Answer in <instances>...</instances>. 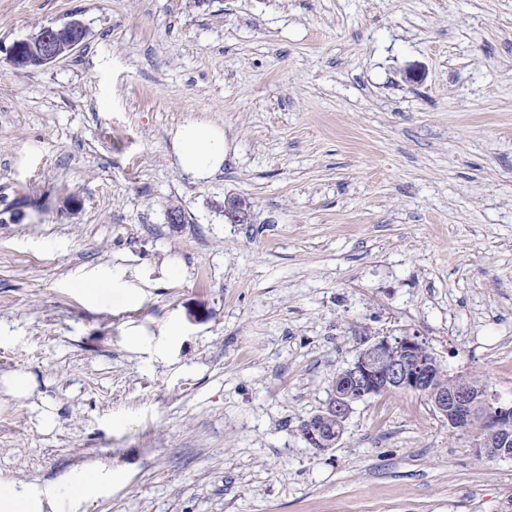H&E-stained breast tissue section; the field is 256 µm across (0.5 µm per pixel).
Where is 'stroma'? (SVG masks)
Returning <instances> with one entry per match:
<instances>
[{
  "instance_id": "1",
  "label": "stroma",
  "mask_w": 512,
  "mask_h": 512,
  "mask_svg": "<svg viewBox=\"0 0 512 512\" xmlns=\"http://www.w3.org/2000/svg\"><path fill=\"white\" fill-rule=\"evenodd\" d=\"M74 17L73 54L10 65ZM190 120L224 131L204 180ZM405 334L512 404V0H0L1 473L111 466L85 512H512V460L417 393L303 440ZM173 147L177 165L194 178H207L224 165V131L217 127L187 122L175 131ZM224 219L230 224H248L251 222V208L240 196L224 198Z\"/></svg>"
}]
</instances>
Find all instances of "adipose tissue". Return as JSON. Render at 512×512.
Listing matches in <instances>:
<instances>
[{"instance_id": "obj_1", "label": "adipose tissue", "mask_w": 512, "mask_h": 512, "mask_svg": "<svg viewBox=\"0 0 512 512\" xmlns=\"http://www.w3.org/2000/svg\"><path fill=\"white\" fill-rule=\"evenodd\" d=\"M181 170L197 179L207 178L224 165L223 130L190 121L173 137ZM112 486V469L99 466L65 484L40 486L0 477V512H81L84 504Z\"/></svg>"}]
</instances>
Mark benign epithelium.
<instances>
[{
	"instance_id": "obj_1",
	"label": "benign epithelium",
	"mask_w": 512,
	"mask_h": 512,
	"mask_svg": "<svg viewBox=\"0 0 512 512\" xmlns=\"http://www.w3.org/2000/svg\"><path fill=\"white\" fill-rule=\"evenodd\" d=\"M87 28L79 19L62 27H43L37 33L13 42L7 59L16 69L39 68L72 54L85 40ZM224 219L230 224L251 222V208L240 196L224 198ZM437 357L415 336H384L375 339L354 363L336 377L328 404L310 416L302 429L306 443L319 450L336 446L355 403L383 389L405 392L430 386ZM433 406L462 430L477 413L490 416L489 440L498 448L499 460H512V434L503 428V418L512 408L497 402L483 389L473 394L466 389L431 391Z\"/></svg>"
}]
</instances>
